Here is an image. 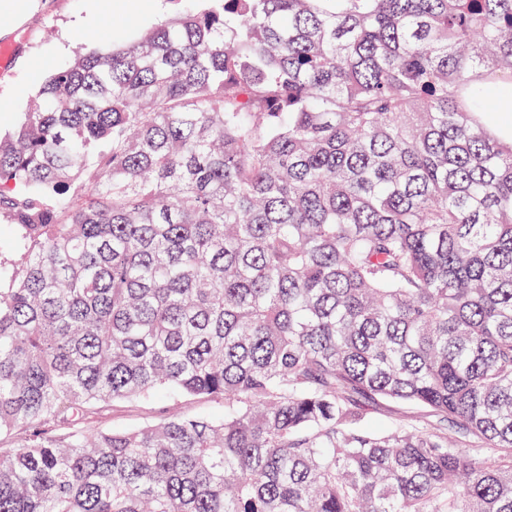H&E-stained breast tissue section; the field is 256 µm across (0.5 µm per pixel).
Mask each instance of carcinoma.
Listing matches in <instances>:
<instances>
[{
  "label": "carcinoma",
  "instance_id": "carcinoma-1",
  "mask_svg": "<svg viewBox=\"0 0 512 512\" xmlns=\"http://www.w3.org/2000/svg\"><path fill=\"white\" fill-rule=\"evenodd\" d=\"M200 2L0 134V512H512V0ZM16 247V239L11 224L0 220V258L2 261V281L7 282L11 274L10 259ZM6 262V264H3ZM163 411L218 417L224 414V403L157 394L96 409L86 416L84 426L94 430L134 427L157 420Z\"/></svg>",
  "mask_w": 512,
  "mask_h": 512
}]
</instances>
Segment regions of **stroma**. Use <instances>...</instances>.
Segmentation results:
<instances>
[{
    "label": "stroma",
    "mask_w": 512,
    "mask_h": 512,
    "mask_svg": "<svg viewBox=\"0 0 512 512\" xmlns=\"http://www.w3.org/2000/svg\"><path fill=\"white\" fill-rule=\"evenodd\" d=\"M177 9L175 0H137L136 8L114 13L108 23L90 21L91 0H22L20 12L0 10V42L13 49L12 60L0 69V129L10 130L19 113L28 111L37 92L34 75H50L80 54L105 53L131 42ZM165 411L218 417L224 404L157 394L96 409L84 425L94 430L134 427Z\"/></svg>",
    "instance_id": "35a3bbf8"
}]
</instances>
